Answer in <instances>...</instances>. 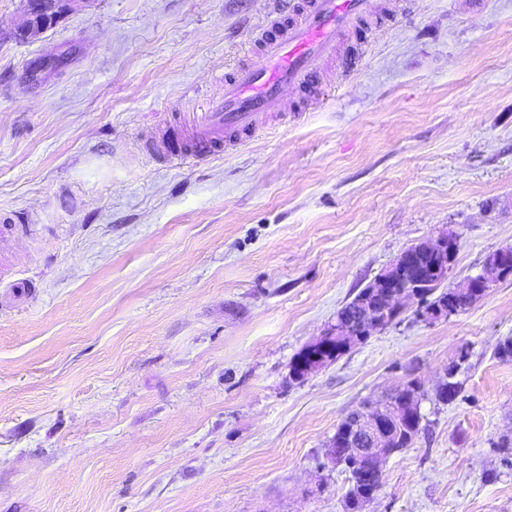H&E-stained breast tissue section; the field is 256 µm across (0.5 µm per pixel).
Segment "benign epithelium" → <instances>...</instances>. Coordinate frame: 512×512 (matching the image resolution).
I'll list each match as a JSON object with an SVG mask.
<instances>
[{"instance_id": "obj_1", "label": "benign epithelium", "mask_w": 512, "mask_h": 512, "mask_svg": "<svg viewBox=\"0 0 512 512\" xmlns=\"http://www.w3.org/2000/svg\"><path fill=\"white\" fill-rule=\"evenodd\" d=\"M78 0H26L24 17L12 31L11 37L17 42H28L44 33L49 25L55 24L61 16L71 10ZM434 258V262L423 266L416 250ZM418 249L403 250L393 263L367 284L368 292L356 302L350 319H338L327 333L321 336L324 345L338 338L353 339L370 336L395 319L399 304L405 300H421L422 289L430 288L448 276V256L457 249L455 240L442 235L423 242ZM487 273L467 279L465 287L481 288L488 291L490 283L512 274V250L502 249L495 253L487 265ZM461 312L454 307H425L420 317L437 320ZM420 390V386L409 383L389 398L385 404H368L342 428L343 437L333 441L328 448L327 459L338 466L346 465L352 458L376 474L381 473L382 463L392 456L391 448L401 435L391 429L397 404L402 396Z\"/></svg>"}]
</instances>
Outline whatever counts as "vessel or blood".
Instances as JSON below:
<instances>
[{
  "mask_svg": "<svg viewBox=\"0 0 512 512\" xmlns=\"http://www.w3.org/2000/svg\"><path fill=\"white\" fill-rule=\"evenodd\" d=\"M370 0H294L289 16H268L244 58L220 77L224 93L204 111L174 115L143 143L161 163L202 161L236 150L279 113L317 102L330 69L356 73L357 25L371 16Z\"/></svg>",
  "mask_w": 512,
  "mask_h": 512,
  "instance_id": "b4317fda",
  "label": "vessel or blood"
}]
</instances>
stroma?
Here are the masks:
<instances>
[{"instance_id":"obj_1","label":"stroma","mask_w":512,"mask_h":512,"mask_svg":"<svg viewBox=\"0 0 512 512\" xmlns=\"http://www.w3.org/2000/svg\"><path fill=\"white\" fill-rule=\"evenodd\" d=\"M377 2L320 105L169 166L142 139L221 93L276 0H78L27 43L0 0V225L26 227L0 243V512H347L336 428L411 381L426 427L363 512H512V277L291 377L404 249L457 234L444 292L512 247V0Z\"/></svg>"}]
</instances>
